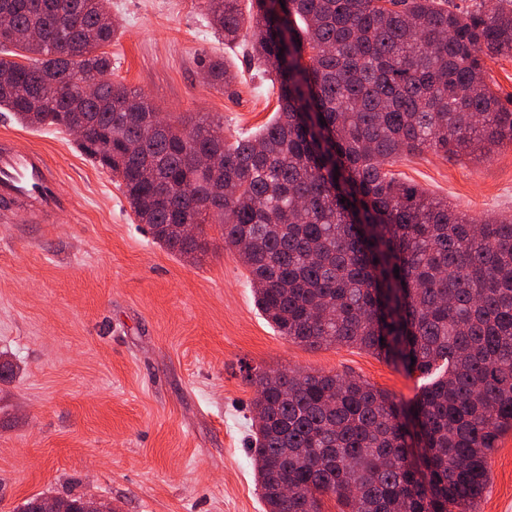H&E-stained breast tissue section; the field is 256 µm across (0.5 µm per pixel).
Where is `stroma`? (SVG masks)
Wrapping results in <instances>:
<instances>
[{
	"instance_id": "35a3bbf8",
	"label": "stroma",
	"mask_w": 512,
	"mask_h": 512,
	"mask_svg": "<svg viewBox=\"0 0 512 512\" xmlns=\"http://www.w3.org/2000/svg\"><path fill=\"white\" fill-rule=\"evenodd\" d=\"M112 78L162 116L214 119L224 138L266 125L278 86L249 49L225 45L204 0H110ZM223 60L230 87L203 65ZM42 152L71 207L0 220V512L77 494L115 512H264L249 444L251 374L330 373L408 401L427 383L355 346L313 349L258 311L218 225L197 261L155 243L111 174L66 132L0 112V147ZM389 172L475 221L512 216V143L473 160L431 150ZM476 512H512V431L488 458Z\"/></svg>"
}]
</instances>
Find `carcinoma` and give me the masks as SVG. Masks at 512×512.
<instances>
[{"instance_id":"cac0c4a2","label":"carcinoma","mask_w":512,"mask_h":512,"mask_svg":"<svg viewBox=\"0 0 512 512\" xmlns=\"http://www.w3.org/2000/svg\"><path fill=\"white\" fill-rule=\"evenodd\" d=\"M206 2L224 42L257 30L252 56L279 86L259 131L229 144L215 120L154 124L144 95L107 79L109 0H0L14 31L0 33V109L33 128L82 120L79 149L170 252L197 259L219 225L280 335L410 374L445 366L408 404L335 374L250 378L265 512H321L324 495L344 512H473L512 431V218L474 224L386 165L512 142L482 61L512 53V0H251L247 19L240 0ZM199 154L219 166L197 168Z\"/></svg>"}]
</instances>
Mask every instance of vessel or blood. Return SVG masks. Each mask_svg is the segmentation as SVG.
Returning <instances> with one entry per match:
<instances>
[{
	"mask_svg": "<svg viewBox=\"0 0 512 512\" xmlns=\"http://www.w3.org/2000/svg\"><path fill=\"white\" fill-rule=\"evenodd\" d=\"M36 204L50 211L65 207L57 193L44 157L32 150L8 147L0 150V203L18 201Z\"/></svg>",
	"mask_w": 512,
	"mask_h": 512,
	"instance_id": "1",
	"label": "vessel or blood"
}]
</instances>
